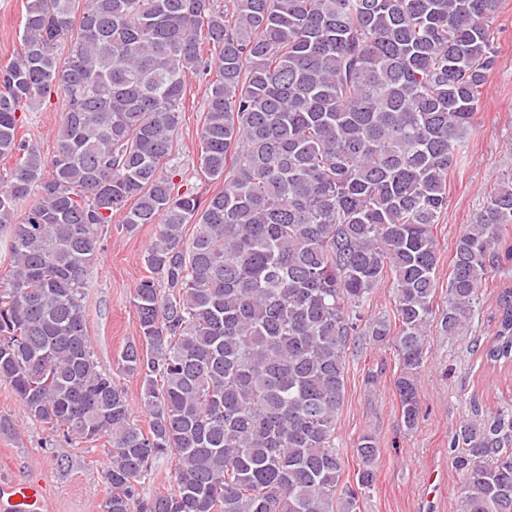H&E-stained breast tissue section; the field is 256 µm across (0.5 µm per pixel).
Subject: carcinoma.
Listing matches in <instances>:
<instances>
[{
  "mask_svg": "<svg viewBox=\"0 0 512 512\" xmlns=\"http://www.w3.org/2000/svg\"><path fill=\"white\" fill-rule=\"evenodd\" d=\"M228 2L230 16L216 0H27L0 65V157L16 159L0 179V379L50 432L110 445L103 512H356L380 448L361 434L356 485L342 483L348 352L395 345L414 429L429 328L462 334L512 260L507 177L457 237L435 311L433 228L495 65L499 0ZM212 71L199 169L224 189L204 198L164 165L186 77ZM55 91L67 107L47 158L18 139V113ZM118 212L130 232L158 225L132 295L138 340L118 362L142 380L146 430L99 368L83 304ZM389 279L393 316L368 313ZM495 308L471 352L511 368V281ZM449 456L458 512H512V407L473 405ZM167 459L169 487L151 494Z\"/></svg>",
  "mask_w": 512,
  "mask_h": 512,
  "instance_id": "1",
  "label": "carcinoma"
}]
</instances>
